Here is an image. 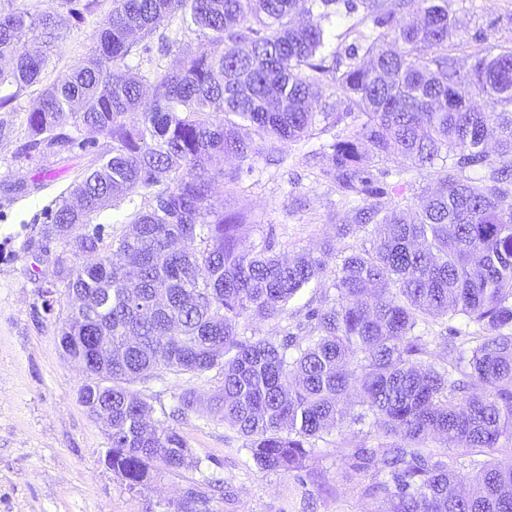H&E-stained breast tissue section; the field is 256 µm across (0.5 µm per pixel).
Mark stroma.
<instances>
[{"label":"stroma","instance_id":"obj_1","mask_svg":"<svg viewBox=\"0 0 512 512\" xmlns=\"http://www.w3.org/2000/svg\"><path fill=\"white\" fill-rule=\"evenodd\" d=\"M469 29L487 34V46L512 45V0H449ZM112 11V0H94V11L71 21L50 46L46 81H53L75 62L88 57L97 29ZM40 90H23L11 109L0 112V512H151L156 504L178 500L195 482L216 476L224 494L212 496L208 512H373L379 501L365 488L383 480L370 469L358 474L352 456L362 446L376 447L385 437L374 418L353 427L348 435L336 432L317 440L302 470L285 477L259 469L245 438L206 411L178 415L180 396L192 392L208 397L222 384L218 371L202 376L164 373L136 384L151 406L152 420L176 430L202 459L201 469L165 473L139 493L126 489L101 459L109 447L108 430L93 419L79 401L84 377L64 358L60 327L70 297L61 268L76 261L72 241L44 237L55 199L71 189L77 170L104 154L110 141L89 129L77 132L72 153L78 168L46 155H20L23 123L38 103ZM350 118L317 125L311 138L271 150L256 139L246 165L228 159L226 172L239 171L234 192L224 180L214 182V198L225 211L244 217L239 230L246 246L292 257L301 251L320 252L333 241L336 255L366 245L359 233L336 238V227L350 212L333 184L318 178L321 159L310 150L346 133ZM331 276L307 288L288 315L258 316L243 321L242 337H281L295 332L307 306L328 307L336 297ZM52 310H45V303Z\"/></svg>","mask_w":512,"mask_h":512}]
</instances>
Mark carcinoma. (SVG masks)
<instances>
[{"mask_svg": "<svg viewBox=\"0 0 512 512\" xmlns=\"http://www.w3.org/2000/svg\"><path fill=\"white\" fill-rule=\"evenodd\" d=\"M85 11L77 0L0 11V88L11 90L0 109L42 83L43 45ZM333 17L349 21L350 42L329 57L322 22ZM176 20L211 36L170 66L131 68L154 36L172 53ZM485 41L448 0H113L92 54L27 113L20 154L62 160L84 126L112 143L43 234L96 256L66 268L74 300L59 343L82 367L81 404L110 424L112 473L129 491L202 464L179 433L146 422L129 385L218 369L209 406L262 470H301L322 433L371 414L391 442L358 448L352 468L387 469L365 489L381 496L375 512H512V467L481 459L512 441V46ZM471 42L465 70L449 48ZM326 84L354 123L322 154V176L352 204L336 236L370 226L374 239L336 265L337 298L308 309V335L242 340L240 320L288 314L334 247L288 261L247 247L242 219L213 198V164L248 160L252 132L278 150L310 136L333 117ZM147 87L154 101L142 110ZM396 158L435 184L415 211L381 206L408 185L387 167ZM142 190L152 198L128 215L131 232L107 244L96 228L74 235ZM448 315L480 336L463 348L451 334L452 363L438 369L417 330ZM434 440L478 471L473 484L429 450ZM208 500L193 485L168 512H205Z\"/></svg>", "mask_w": 512, "mask_h": 512, "instance_id": "obj_1", "label": "carcinoma"}]
</instances>
